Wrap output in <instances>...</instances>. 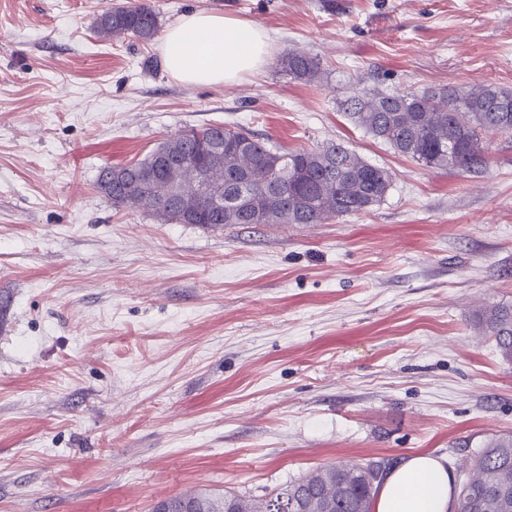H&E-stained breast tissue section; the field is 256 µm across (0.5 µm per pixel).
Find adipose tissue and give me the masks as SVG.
<instances>
[{
  "instance_id": "obj_1",
  "label": "adipose tissue",
  "mask_w": 512,
  "mask_h": 512,
  "mask_svg": "<svg viewBox=\"0 0 512 512\" xmlns=\"http://www.w3.org/2000/svg\"><path fill=\"white\" fill-rule=\"evenodd\" d=\"M177 81L231 85L261 70L270 53L268 33L239 18L196 11L170 26L161 45ZM455 476L444 459L413 453L382 479L373 512H454Z\"/></svg>"
}]
</instances>
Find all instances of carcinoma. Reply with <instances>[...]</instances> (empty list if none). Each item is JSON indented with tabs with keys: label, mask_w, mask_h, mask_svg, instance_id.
Returning <instances> with one entry per match:
<instances>
[{
	"label": "carcinoma",
	"mask_w": 512,
	"mask_h": 512,
	"mask_svg": "<svg viewBox=\"0 0 512 512\" xmlns=\"http://www.w3.org/2000/svg\"><path fill=\"white\" fill-rule=\"evenodd\" d=\"M159 17L146 0L106 7L95 32L102 39L128 37L153 41ZM278 70L307 84H321L320 60L300 51L278 59ZM351 121L397 153L433 168L478 173L486 165L484 136L512 133V90L493 83L444 86L418 92H388L364 87L341 102ZM184 139L164 141L171 164L165 176L144 180L157 161L153 149L132 163L104 167L107 175L127 179L104 191L115 208L139 207L166 224H321L365 212L384 201L392 174L373 165L340 142L319 148L282 151L241 127L211 125L190 129ZM224 138V153L212 155L204 146ZM224 188L243 187V209H218L204 192L193 196L192 210L178 205L174 187L194 178L197 163ZM479 335L492 340L499 358L512 364V305H486L475 311ZM387 462L365 465L337 462L281 486L267 498L247 500L236 494L177 495L156 505L171 512H292V501L316 499L313 512H372L375 492ZM457 512H512V432L493 436L476 451L459 488Z\"/></svg>",
	"instance_id": "carcinoma-1"
}]
</instances>
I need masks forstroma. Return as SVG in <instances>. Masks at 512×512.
Returning a JSON list of instances; mask_svg holds the SVG:
<instances>
[{
	"label": "stroma",
	"instance_id": "1",
	"mask_svg": "<svg viewBox=\"0 0 512 512\" xmlns=\"http://www.w3.org/2000/svg\"><path fill=\"white\" fill-rule=\"evenodd\" d=\"M263 27L232 86L168 73L160 41L107 42L109 0H0V512H150L185 491L261 499L337 461L427 452L464 476L512 431V364L479 336L512 304V134L478 174L431 168L340 101L512 88V0H149ZM291 49L326 73L278 71ZM290 150L343 141L392 174L321 224H163L113 208L103 167L189 128Z\"/></svg>",
	"mask_w": 512,
	"mask_h": 512
}]
</instances>
